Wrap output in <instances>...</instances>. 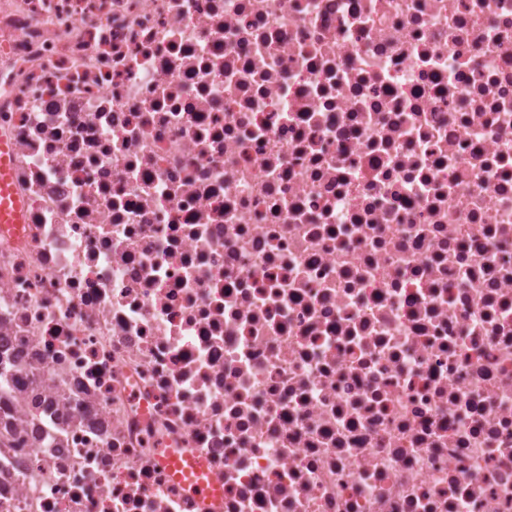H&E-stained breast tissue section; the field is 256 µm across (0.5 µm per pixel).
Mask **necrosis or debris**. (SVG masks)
<instances>
[{"label":"necrosis or debris","instance_id":"necrosis-or-debris-1","mask_svg":"<svg viewBox=\"0 0 512 512\" xmlns=\"http://www.w3.org/2000/svg\"><path fill=\"white\" fill-rule=\"evenodd\" d=\"M1 140L0 512H512V0H0ZM11 150L0 142V224H22L25 220L23 204L11 192Z\"/></svg>","mask_w":512,"mask_h":512}]
</instances>
